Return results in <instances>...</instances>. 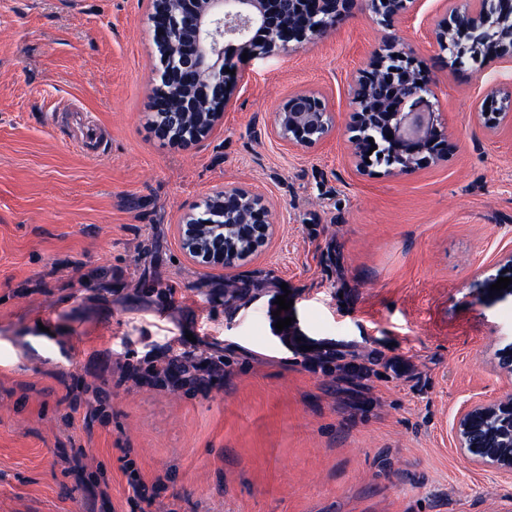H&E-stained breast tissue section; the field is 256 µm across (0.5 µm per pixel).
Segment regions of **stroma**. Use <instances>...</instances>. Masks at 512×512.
Listing matches in <instances>:
<instances>
[{
	"instance_id": "35a3bbf8",
	"label": "stroma",
	"mask_w": 512,
	"mask_h": 512,
	"mask_svg": "<svg viewBox=\"0 0 512 512\" xmlns=\"http://www.w3.org/2000/svg\"><path fill=\"white\" fill-rule=\"evenodd\" d=\"M443 11L421 0L389 30L360 4L251 61L186 151L152 125L150 0H0V512H131L126 448L173 475L151 512H512V475L457 436L464 410L512 396V284L491 289L512 275V124L482 115L512 96V60L451 67ZM388 37L456 143L404 176L346 155L350 88ZM299 90L338 120L309 151L267 133ZM228 184L263 194L277 233L224 271L174 226ZM170 343L222 372L175 393L123 378L162 371ZM308 346L363 377L308 370Z\"/></svg>"
}]
</instances>
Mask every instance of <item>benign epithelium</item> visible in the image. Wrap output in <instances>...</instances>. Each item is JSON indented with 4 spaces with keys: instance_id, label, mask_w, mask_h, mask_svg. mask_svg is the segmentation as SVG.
<instances>
[{
    "instance_id": "obj_1",
    "label": "benign epithelium",
    "mask_w": 512,
    "mask_h": 512,
    "mask_svg": "<svg viewBox=\"0 0 512 512\" xmlns=\"http://www.w3.org/2000/svg\"><path fill=\"white\" fill-rule=\"evenodd\" d=\"M419 0H367L378 22L393 28L416 9ZM432 34L438 50L463 68L481 47L491 44L492 56L512 58V0H448ZM356 0H153L159 13L154 40L162 85L173 86L174 123L194 126L193 138L173 140L185 149L200 144L224 112L228 86L243 63V53L260 55L294 50L325 34L336 19L351 13ZM262 36L257 43L256 35ZM416 61L394 42L373 54L372 71L354 80L347 129L357 167H369L371 145L387 156L391 172L409 175L429 162L448 157L454 148L442 133ZM490 126L512 119V98L498 102L494 93L483 102ZM336 116L327 99L315 92L292 94L278 108L269 133L289 147L307 151L335 129ZM393 138H388V135ZM212 198L220 208L207 223L184 216L175 225L182 249L192 261L211 268H233L274 235L269 201L242 185L226 186ZM491 416L512 422V396L467 409L458 423L461 448L473 447L472 433ZM500 432L490 435L491 447L476 460L512 473V452L495 449Z\"/></svg>"
}]
</instances>
